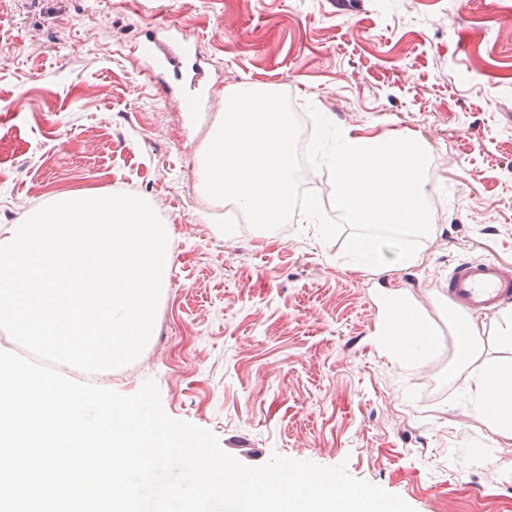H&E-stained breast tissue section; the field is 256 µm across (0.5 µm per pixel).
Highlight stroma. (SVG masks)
<instances>
[{
  "instance_id": "35a3bbf8",
  "label": "stroma",
  "mask_w": 512,
  "mask_h": 512,
  "mask_svg": "<svg viewBox=\"0 0 512 512\" xmlns=\"http://www.w3.org/2000/svg\"><path fill=\"white\" fill-rule=\"evenodd\" d=\"M160 20L209 64L204 121L142 74L139 34ZM244 82L342 130L423 140L439 192L420 262L367 266L344 256L350 228L326 241L297 211L266 231L211 204L196 162ZM69 192L141 197L171 239L147 345L92 382L154 380L169 417L248 466L342 464L414 512H512V430L473 410L483 363L512 364L501 318L475 319L483 352L464 368L435 333L458 262L512 264V0H0V227ZM387 295L421 310L427 361L380 336Z\"/></svg>"
}]
</instances>
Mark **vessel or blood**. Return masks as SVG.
Listing matches in <instances>:
<instances>
[{
  "mask_svg": "<svg viewBox=\"0 0 512 512\" xmlns=\"http://www.w3.org/2000/svg\"><path fill=\"white\" fill-rule=\"evenodd\" d=\"M142 40L151 50L144 73L172 99L187 101L205 75L190 50L195 36L181 26L161 21L144 30ZM445 286L450 307L467 317L488 318L512 302V265L495 258L464 261L449 272Z\"/></svg>",
  "mask_w": 512,
  "mask_h": 512,
  "instance_id": "b4317fda",
  "label": "vessel or blood"
}]
</instances>
